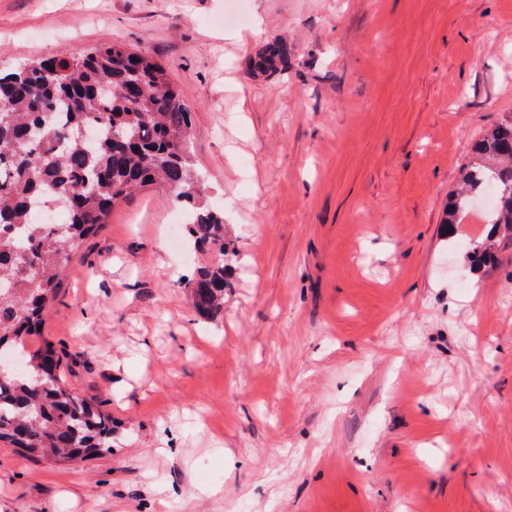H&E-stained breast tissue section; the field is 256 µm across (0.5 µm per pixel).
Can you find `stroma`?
Masks as SVG:
<instances>
[{
    "label": "stroma",
    "mask_w": 512,
    "mask_h": 512,
    "mask_svg": "<svg viewBox=\"0 0 512 512\" xmlns=\"http://www.w3.org/2000/svg\"><path fill=\"white\" fill-rule=\"evenodd\" d=\"M116 40L192 114L224 318L165 189L115 204L26 341L66 352L112 451L0 442V512H512V236L444 224L512 112V0H0V68Z\"/></svg>",
    "instance_id": "obj_1"
}]
</instances>
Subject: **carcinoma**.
I'll use <instances>...</instances> for the list:
<instances>
[{"mask_svg":"<svg viewBox=\"0 0 512 512\" xmlns=\"http://www.w3.org/2000/svg\"><path fill=\"white\" fill-rule=\"evenodd\" d=\"M286 55L274 44L259 67ZM191 125L166 69L121 41L0 72V350L26 363L25 373L0 379V439L35 459L112 453V417L66 386L52 344L31 353L24 339L37 334L69 256L117 202L159 183L187 211L195 245L216 254L197 269L193 307L211 321L224 317V217L203 198ZM491 184L498 196L487 223L512 231V114L474 143L448 223ZM54 209L67 220L39 223L38 213Z\"/></svg>","mask_w":512,"mask_h":512,"instance_id":"carcinoma-1","label":"carcinoma"}]
</instances>
